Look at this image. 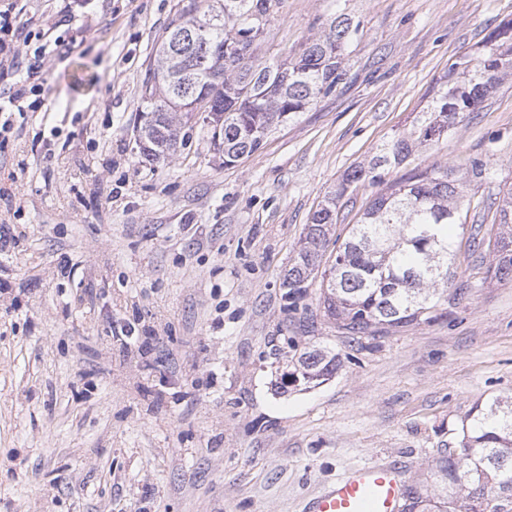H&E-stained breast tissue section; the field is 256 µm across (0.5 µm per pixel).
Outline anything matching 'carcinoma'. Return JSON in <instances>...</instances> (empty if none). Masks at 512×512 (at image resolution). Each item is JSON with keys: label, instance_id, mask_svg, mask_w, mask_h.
Listing matches in <instances>:
<instances>
[{"label": "carcinoma", "instance_id": "cac0c4a2", "mask_svg": "<svg viewBox=\"0 0 512 512\" xmlns=\"http://www.w3.org/2000/svg\"><path fill=\"white\" fill-rule=\"evenodd\" d=\"M224 2L221 19L212 21ZM277 0H212L201 10L187 0L167 28L150 68L137 126L139 154L158 162L187 145L196 113L211 114V145L233 165L257 151L276 126L305 112L346 83L345 58L360 22L341 13L306 41L289 61L256 55ZM199 30L190 52L173 35ZM512 76V20L502 23L479 50L451 63L409 131L378 145L369 161L347 171L311 215L302 245L284 276L288 299L305 297L319 281L317 305L349 337L431 323L442 306L464 293L456 286L451 229L462 226L461 202L470 180L485 166L471 163L467 176L451 167H413L389 175L417 151L435 148ZM378 191L351 225L348 238L325 258L337 201L359 184ZM484 242L491 260L486 277L512 280V193L495 210ZM337 355L307 349L291 377L318 385L337 373ZM403 512H512V397L475 406L462 427L459 448L442 456L430 473L408 485Z\"/></svg>", "mask_w": 512, "mask_h": 512}]
</instances>
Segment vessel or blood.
I'll use <instances>...</instances> for the list:
<instances>
[{
  "label": "vessel or blood",
  "mask_w": 512,
  "mask_h": 512,
  "mask_svg": "<svg viewBox=\"0 0 512 512\" xmlns=\"http://www.w3.org/2000/svg\"><path fill=\"white\" fill-rule=\"evenodd\" d=\"M405 485L395 465H361L312 497L304 512H401Z\"/></svg>",
  "instance_id": "vessel-or-blood-1"
}]
</instances>
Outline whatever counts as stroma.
Segmentation results:
<instances>
[{"mask_svg": "<svg viewBox=\"0 0 512 512\" xmlns=\"http://www.w3.org/2000/svg\"><path fill=\"white\" fill-rule=\"evenodd\" d=\"M67 4L80 23L55 27ZM181 5L28 4L70 50L50 62V110L0 153V226L24 232L0 255V512H300L355 466L422 477L476 403L512 396V281L487 279L470 247L512 192V77L410 160L489 171L453 239L468 290L439 320L354 340L282 286L326 194L409 127L512 0H280L259 57L297 56L342 9L360 22L347 83L234 165L201 122L145 164L138 109ZM298 347L341 366L291 385Z\"/></svg>", "mask_w": 512, "mask_h": 512, "instance_id": "35a3bbf8", "label": "stroma"}]
</instances>
